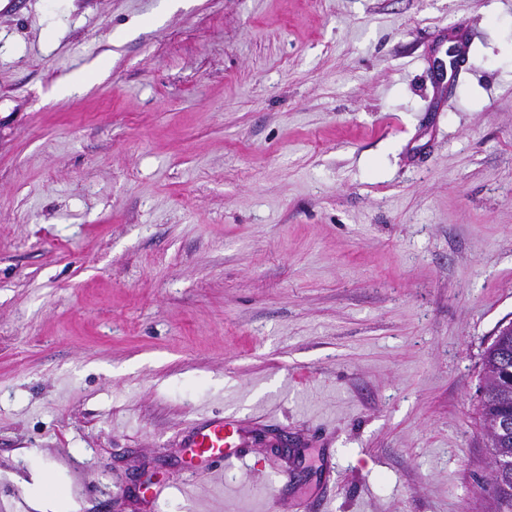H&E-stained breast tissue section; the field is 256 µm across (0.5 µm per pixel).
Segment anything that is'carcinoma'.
Returning a JSON list of instances; mask_svg holds the SVG:
<instances>
[{
    "label": "carcinoma",
    "mask_w": 512,
    "mask_h": 512,
    "mask_svg": "<svg viewBox=\"0 0 512 512\" xmlns=\"http://www.w3.org/2000/svg\"><path fill=\"white\" fill-rule=\"evenodd\" d=\"M512 371V332H499L482 359L480 420L483 432L490 433L489 476L483 481L489 512H512V469L497 468V459L512 458V431H495L494 424L512 415V383L503 376Z\"/></svg>",
    "instance_id": "cac0c4a2"
}]
</instances>
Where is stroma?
<instances>
[{
    "label": "stroma",
    "instance_id": "1",
    "mask_svg": "<svg viewBox=\"0 0 512 512\" xmlns=\"http://www.w3.org/2000/svg\"><path fill=\"white\" fill-rule=\"evenodd\" d=\"M511 323L512 0H0V502L485 512ZM472 37L473 35L468 29H460L448 34V38H451L450 42L455 45L454 54L449 56V60L437 59L434 62L435 64L439 61V67L444 68L445 82L459 81L464 74L473 70V60L470 56ZM512 371V331H500L487 347L482 359L480 387V420L483 435L489 432L501 417L512 415V383L503 376ZM490 447L489 476L483 481L488 509L491 512H512V469L498 470V458H512V431L488 433ZM243 431L236 419L213 417L195 424L186 441L188 460L186 470L193 474L211 470L238 459L242 448ZM60 482H43L36 489L37 497L28 498L29 505L38 512L46 511L44 508L45 503L51 504L54 507H61L66 497L68 496L66 488Z\"/></svg>",
    "mask_w": 512,
    "mask_h": 512
}]
</instances>
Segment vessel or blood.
Instances as JSON below:
<instances>
[{
	"mask_svg": "<svg viewBox=\"0 0 512 512\" xmlns=\"http://www.w3.org/2000/svg\"><path fill=\"white\" fill-rule=\"evenodd\" d=\"M451 42L455 46L453 55L443 61L447 82H455L464 74L473 70L470 56L472 35L469 30L460 29L451 32ZM243 431L236 419L213 417L195 424L186 441L189 473L216 470L225 462L238 458L242 445Z\"/></svg>",
	"mask_w": 512,
	"mask_h": 512,
	"instance_id": "vessel-or-blood-1",
	"label": "vessel or blood"
}]
</instances>
